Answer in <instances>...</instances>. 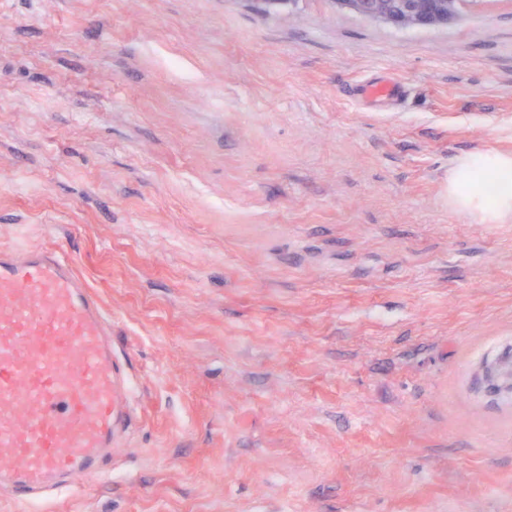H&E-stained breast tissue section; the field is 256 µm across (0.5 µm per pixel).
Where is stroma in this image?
Returning <instances> with one entry per match:
<instances>
[{
	"label": "stroma",
	"instance_id": "1",
	"mask_svg": "<svg viewBox=\"0 0 512 512\" xmlns=\"http://www.w3.org/2000/svg\"><path fill=\"white\" fill-rule=\"evenodd\" d=\"M486 150L512 0H0V247L64 251L136 387L53 512H512V223L448 204ZM395 1L400 3L397 10L400 14L388 12V7L381 3ZM440 0H333L340 9L360 17L382 22L394 28H401L404 22H411L420 28H431L438 21L433 5Z\"/></svg>",
	"mask_w": 512,
	"mask_h": 512
}]
</instances>
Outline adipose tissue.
I'll return each instance as SVG.
<instances>
[{
    "label": "adipose tissue",
    "instance_id": "ef3b65f1",
    "mask_svg": "<svg viewBox=\"0 0 512 512\" xmlns=\"http://www.w3.org/2000/svg\"><path fill=\"white\" fill-rule=\"evenodd\" d=\"M495 185L492 197L479 192V183ZM448 200L459 212L484 224L512 221V153L477 151L459 157L448 175Z\"/></svg>",
    "mask_w": 512,
    "mask_h": 512
}]
</instances>
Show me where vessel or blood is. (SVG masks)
Returning <instances> with one entry per match:
<instances>
[{
  "label": "vessel or blood",
  "mask_w": 512,
  "mask_h": 512,
  "mask_svg": "<svg viewBox=\"0 0 512 512\" xmlns=\"http://www.w3.org/2000/svg\"><path fill=\"white\" fill-rule=\"evenodd\" d=\"M110 334L63 254L0 249V485L16 503L101 476L127 416Z\"/></svg>",
  "instance_id": "obj_1"
}]
</instances>
